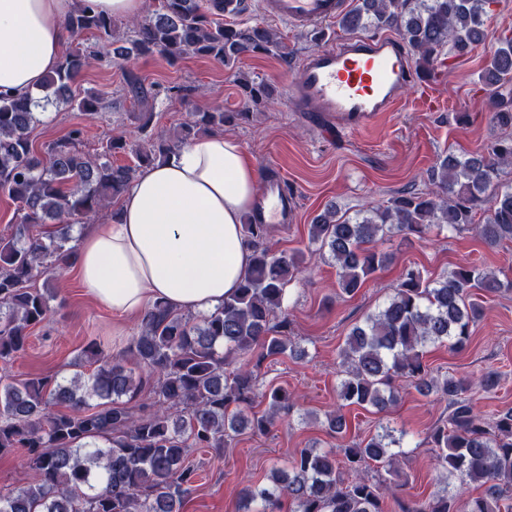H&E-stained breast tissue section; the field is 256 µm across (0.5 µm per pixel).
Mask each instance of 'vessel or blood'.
Returning <instances> with one entry per match:
<instances>
[{
    "mask_svg": "<svg viewBox=\"0 0 512 512\" xmlns=\"http://www.w3.org/2000/svg\"><path fill=\"white\" fill-rule=\"evenodd\" d=\"M346 0H262L266 17L303 30L339 19ZM405 42L393 35L353 34L301 55L292 83L293 111L322 113L343 129L371 125L379 113L394 111L414 85ZM296 198L284 182L264 186L254 217L261 223L288 221Z\"/></svg>",
    "mask_w": 512,
    "mask_h": 512,
    "instance_id": "b4317fda",
    "label": "vessel or blood"
}]
</instances>
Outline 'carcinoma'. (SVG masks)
I'll use <instances>...</instances> for the list:
<instances>
[{
  "label": "carcinoma",
  "mask_w": 512,
  "mask_h": 512,
  "mask_svg": "<svg viewBox=\"0 0 512 512\" xmlns=\"http://www.w3.org/2000/svg\"><path fill=\"white\" fill-rule=\"evenodd\" d=\"M497 0H361L340 18L349 32L392 29L406 41L419 70L428 74L443 54H460L483 37ZM72 36L97 35L93 50L67 52L41 85L39 97L0 96V191L15 203L19 224L0 238V364L25 349L30 330L50 312L47 292L31 282L71 264L66 247L75 223L95 217L121 197L142 168L164 161L200 134L248 113L221 109L198 112L173 140L155 131L152 101L160 90L136 73L125 75V91L139 105V137H109L105 154L92 158L79 149L84 130L73 127L39 154L30 140L38 110L65 106L92 118L104 107L98 94H76L90 61L159 55L173 63L204 56L226 66L249 53L283 49L266 27L224 25V0H154V9L127 24L120 40L111 17L94 11L89 0L65 19ZM123 45L116 46V43ZM512 79V36L501 38L486 86L496 90ZM241 88L254 106L266 105V84L245 81ZM493 121L512 130V101L498 97ZM129 152L132 165H115L112 155ZM512 165V136L481 154L444 151L431 167L426 191H406L354 217L330 208L308 227L319 258L336 266L338 287L356 293L388 257L376 243L390 234L427 238L434 230L472 231L489 246L512 242V187H500L503 167ZM483 221H476L477 215ZM54 225L47 240L30 234L34 224ZM251 260L239 287L213 311L189 316L163 301L148 307L126 353L112 356L92 339L81 356L92 367L69 377L55 374L25 380L0 375V455L22 450L39 479L26 486L0 487V512H184L197 470L193 448H226L249 429L266 434L289 416L294 403L281 388L259 382L263 362L291 353L305 355L290 336L284 302L301 272L300 258L267 245L270 225L242 224ZM512 290V279L476 265H458L437 278L416 267L403 268L387 301L366 314L347 334L337 356L338 407L326 415L328 434L343 436V409L358 405L383 412L399 396V382L448 403L430 442L435 468L445 479L484 486L467 501L466 512H512V409L490 417L471 396L474 383L497 385L493 372L478 381L467 376H434L424 364L427 349H461L484 314L478 295ZM97 403H91V400ZM268 403L259 415L255 404ZM408 432L379 425L368 440L342 448H300L266 485L242 491L244 512H459L458 493L443 488L426 498L393 500L385 506L388 484L399 477ZM381 465L388 480L365 468Z\"/></svg>",
  "instance_id": "1"
}]
</instances>
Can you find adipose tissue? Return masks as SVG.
<instances>
[{
    "label": "adipose tissue",
    "instance_id": "adipose-tissue-1",
    "mask_svg": "<svg viewBox=\"0 0 512 512\" xmlns=\"http://www.w3.org/2000/svg\"><path fill=\"white\" fill-rule=\"evenodd\" d=\"M75 0H0V94L34 93L72 34ZM259 172L238 140L213 132L143 168L116 218L89 226L75 264L85 291L123 318L156 301L206 313L239 285L250 262L242 224Z\"/></svg>",
    "mask_w": 512,
    "mask_h": 512
}]
</instances>
